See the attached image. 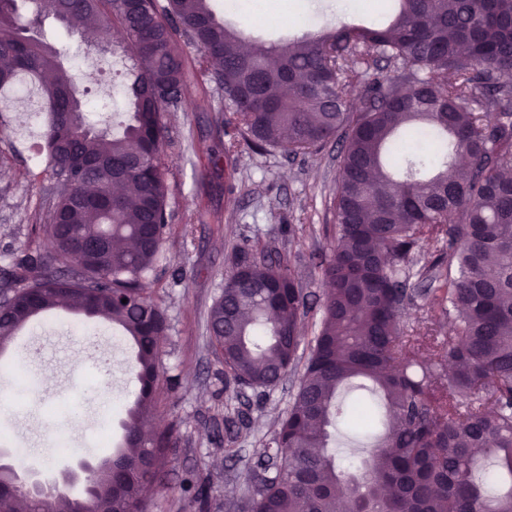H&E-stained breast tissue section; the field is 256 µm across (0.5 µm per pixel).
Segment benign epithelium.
I'll list each match as a JSON object with an SVG mask.
<instances>
[{"label": "benign epithelium", "instance_id": "1", "mask_svg": "<svg viewBox=\"0 0 512 512\" xmlns=\"http://www.w3.org/2000/svg\"><path fill=\"white\" fill-rule=\"evenodd\" d=\"M96 464L88 460L68 462L49 476L28 464L19 467L0 464V471L9 476L11 488L48 506L59 496H67L82 504L86 512L93 506L98 488L94 481Z\"/></svg>", "mask_w": 512, "mask_h": 512}]
</instances>
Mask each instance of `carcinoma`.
I'll use <instances>...</instances> for the list:
<instances>
[{"label":"carcinoma","instance_id":"carcinoma-1","mask_svg":"<svg viewBox=\"0 0 512 512\" xmlns=\"http://www.w3.org/2000/svg\"><path fill=\"white\" fill-rule=\"evenodd\" d=\"M396 2L379 27L245 50L210 0H143L137 16L124 0H28L25 14L18 0H0V88L19 74L51 76L43 150L52 178L67 184L38 227L51 252L25 253L0 282L11 304L0 309V346L63 297L130 337L139 392L112 453V512L147 508L144 488L173 448L144 427L164 395L169 322L150 273L170 234L163 114L183 103L180 38L224 91L226 157L243 143L294 155L341 143L322 269L329 288L304 363L309 307L286 256L256 240L236 245L210 310L225 391L233 383L265 393L301 370L237 512H512V0ZM47 15L86 40L100 23L124 30L130 112L119 133L89 120L58 52L27 36ZM382 62L393 74L368 80ZM357 87L366 103L354 112L346 91ZM81 242L94 251L84 267ZM423 247L435 258L421 271L413 258ZM414 276L429 281L417 295ZM418 298L430 316L454 321L438 347L422 349L403 322ZM357 377L383 401L384 435L344 475L329 427L367 432L374 415L338 399ZM483 457L506 492L476 478ZM185 484L205 512L210 483L192 475Z\"/></svg>","mask_w":512,"mask_h":512}]
</instances>
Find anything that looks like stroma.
Returning a JSON list of instances; mask_svg holds the SVG:
<instances>
[{
    "mask_svg": "<svg viewBox=\"0 0 512 512\" xmlns=\"http://www.w3.org/2000/svg\"><path fill=\"white\" fill-rule=\"evenodd\" d=\"M214 0L220 18L245 41L283 42L289 33L320 34L343 24L380 23L388 0H252L247 11ZM38 38L53 45L65 64L82 54L86 103L93 121L116 125L129 110L125 93L129 61L119 37H102V50L71 40L62 23L45 19ZM188 69L185 101L164 121L169 143L162 157L170 185L171 231L162 246L154 277L161 288L170 330L162 361L178 384L168 391L152 424L171 432L176 447L167 473L148 491L149 512H194L183 492L192 472L207 475L210 512H231V502L247 494L246 463L254 459L288 409L294 392L286 376L269 395L243 389L224 393V364L210 345L208 313L224 290L234 245L258 239L286 255L318 321L323 303L321 261L332 241L331 206L338 173L336 143L306 154L278 150L235 154L231 162L206 166L207 150L224 138V94L201 77L198 52L183 48ZM26 115L0 88V277L27 251L48 252L50 244L32 232L49 205L51 173L45 159H32ZM136 349L111 325L64 308L43 314L22 328L0 354V396L14 410L0 414L14 448L30 451L29 462L52 473L72 458L98 459L121 444V422L138 394ZM245 414L237 446L239 459L224 455V408ZM68 437L55 450L54 432Z\"/></svg>",
    "mask_w": 512,
    "mask_h": 512,
    "instance_id": "1",
    "label": "stroma"
}]
</instances>
